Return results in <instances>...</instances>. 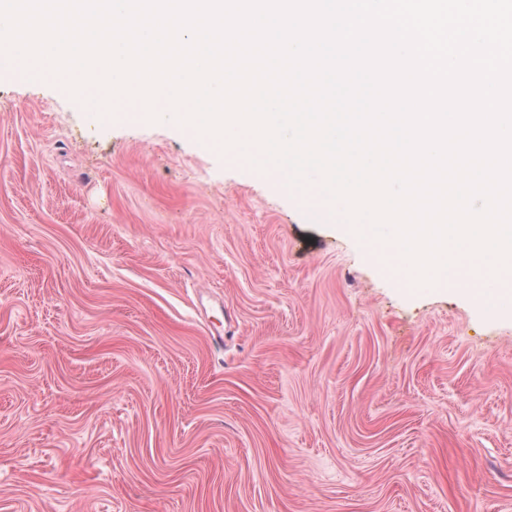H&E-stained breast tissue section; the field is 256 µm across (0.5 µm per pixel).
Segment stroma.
<instances>
[{
  "instance_id": "obj_1",
  "label": "stroma",
  "mask_w": 512,
  "mask_h": 512,
  "mask_svg": "<svg viewBox=\"0 0 512 512\" xmlns=\"http://www.w3.org/2000/svg\"><path fill=\"white\" fill-rule=\"evenodd\" d=\"M0 512H512V317L0 78Z\"/></svg>"
}]
</instances>
